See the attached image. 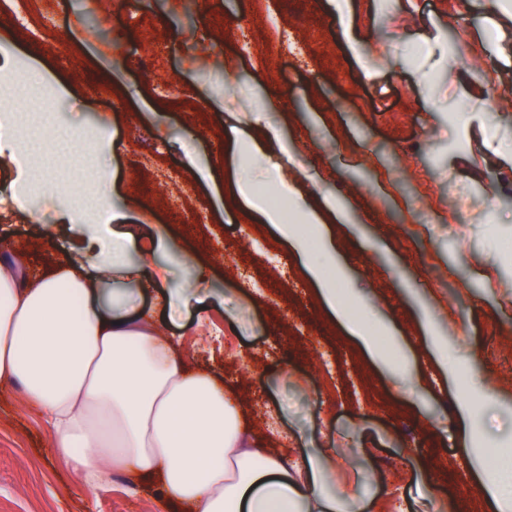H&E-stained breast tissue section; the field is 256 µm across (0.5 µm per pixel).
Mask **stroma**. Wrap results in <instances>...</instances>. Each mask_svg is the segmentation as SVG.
<instances>
[{
    "label": "stroma",
    "instance_id": "obj_1",
    "mask_svg": "<svg viewBox=\"0 0 512 512\" xmlns=\"http://www.w3.org/2000/svg\"><path fill=\"white\" fill-rule=\"evenodd\" d=\"M45 8L55 15L50 38L19 26L23 0H0V91L46 78L27 110L55 113L81 141L69 167L84 173L86 193L116 187L101 241L116 223L137 244L171 229L178 247L156 260L176 281L194 274L184 254L207 251L213 274L196 299L159 315L187 362L223 375L253 436L271 448L292 457L335 449L327 488L337 498L372 499L373 512H489L468 479L461 388L403 401L411 359L375 368L319 305L276 226L229 200L241 177L269 205L285 203L269 185L278 156L238 163L224 126L229 113L267 101L261 120L295 157L289 179L349 209L353 233L336 250L357 309L388 317L416 351L417 317L430 313L459 376L484 385L473 395L478 443L512 448V0H348L356 58L332 0ZM248 28L304 37L311 48L274 68L258 48L243 49ZM145 40L162 54L126 70L124 56ZM313 102L327 126L310 121ZM34 134L40 156L0 155V248L26 246L38 273L59 262L80 226L60 221L73 192L54 165L55 130L17 132ZM23 165L41 168L42 187L17 185ZM192 166L215 169L218 182L192 179ZM383 180L391 194L379 192ZM199 307L208 310L200 329ZM161 510L157 489L120 474L89 489L55 454L38 412L0 390V512Z\"/></svg>",
    "mask_w": 512,
    "mask_h": 512
}]
</instances>
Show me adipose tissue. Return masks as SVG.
Segmentation results:
<instances>
[{"instance_id": "1", "label": "adipose tissue", "mask_w": 512, "mask_h": 512, "mask_svg": "<svg viewBox=\"0 0 512 512\" xmlns=\"http://www.w3.org/2000/svg\"><path fill=\"white\" fill-rule=\"evenodd\" d=\"M237 157L265 159L287 154L288 146L263 124L227 125ZM275 185L301 223L322 240L319 258L279 209L253 195L247 182L235 184L237 197L277 225L281 238L304 256V274L320 304L344 327L376 366L390 365L381 337L388 325L371 329L352 314V295L342 288L335 237L352 232L346 208L335 198L309 199L285 177ZM130 240L113 230L110 249L74 244L48 274L32 275L23 250L0 256V384L19 389V399L40 411L56 449L83 483L106 486L113 474L155 477L162 498L184 512H364L365 501L336 499L326 475L336 455H287L249 434L223 378L189 369L178 342L164 336L154 311L131 315L132 283L148 278L168 283L169 271L144 250L128 261ZM418 324L429 372L412 373L407 399L455 377L448 350L427 315ZM500 451L478 449L470 479L493 512H512V466L497 464Z\"/></svg>"}]
</instances>
